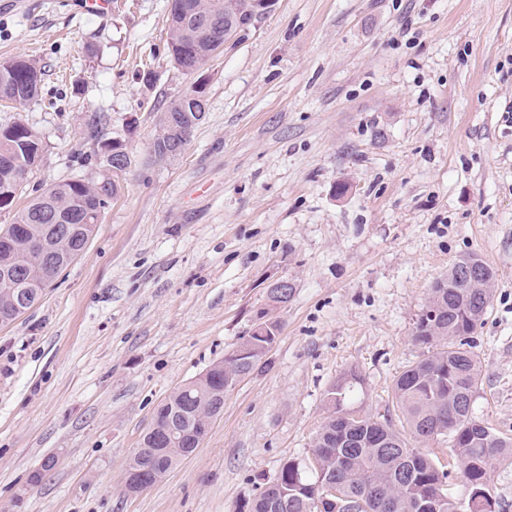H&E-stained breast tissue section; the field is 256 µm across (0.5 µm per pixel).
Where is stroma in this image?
<instances>
[{"instance_id":"35a3bbf8","label":"stroma","mask_w":512,"mask_h":512,"mask_svg":"<svg viewBox=\"0 0 512 512\" xmlns=\"http://www.w3.org/2000/svg\"><path fill=\"white\" fill-rule=\"evenodd\" d=\"M78 2L0 7V60L43 71L37 99L0 103V125L43 142L21 199L100 177L102 140L131 165L82 256L0 326V512H238L284 462L313 471L344 373L360 413L396 419L393 383L427 352L416 319L465 253L496 274L472 413L512 438V0H278L194 74L166 49L169 0H113L103 20ZM197 83L203 119L157 158ZM281 278L296 291L269 352L194 453L128 495L158 405ZM196 93L193 87L184 94V96L172 102L164 112V117L161 125V133L158 135L153 143V152L156 157L164 158L169 155V152L174 148L173 141L178 140L177 144L184 148L188 142L180 139V134L185 126L189 125V118L194 117V110L189 96ZM189 112V113H187Z\"/></svg>"}]
</instances>
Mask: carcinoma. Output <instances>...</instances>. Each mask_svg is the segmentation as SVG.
I'll list each match as a JSON object with an SVG mask.
<instances>
[{
    "label": "carcinoma",
    "instance_id": "1",
    "mask_svg": "<svg viewBox=\"0 0 512 512\" xmlns=\"http://www.w3.org/2000/svg\"><path fill=\"white\" fill-rule=\"evenodd\" d=\"M247 0H174L168 16L167 49L174 64L184 70L197 68L208 58L210 38L202 28L206 18L217 20L232 41L246 31ZM41 68L24 57L0 61V99L24 104L37 97ZM172 102L164 112L161 133L153 143L154 155L164 158L184 146L182 129L189 125L193 106L189 96ZM42 152V140L31 127L14 122L0 127V211L13 206L18 194L17 168L30 163V155ZM69 179L50 185L14 216L23 225L21 234L0 237V262L13 259L25 274L38 276L37 255L28 252L29 241L45 235L50 224L70 225V235L53 243L55 258L65 263L73 247L90 239L94 220L87 213L101 205L100 182ZM494 270L477 254L460 256L448 273L436 279L429 301L418 317L413 339L428 348L427 354L409 365L395 380L394 399L409 435L395 430L392 421L356 415L348 408L361 385L350 371L327 392L332 412L316 435L312 453L319 456L322 471L310 479L300 463H284L275 478L273 494L288 499V512H318L314 501L324 493V482L334 484L344 512H412L419 498L439 496L438 512H463L459 499L448 492L451 472L437 465L429 454L412 446L440 437L450 438L458 474L464 486L476 495L468 512H494L483 497L490 489L496 464L512 458V439L484 428L472 415L474 394L481 370L470 350L469 338L481 326L495 286ZM238 358L226 359L224 367L206 372L207 381H193L195 388L178 390L155 413L159 428L149 429L131 458L129 467L143 471L151 481L162 477L155 455L165 451L173 457L194 447L208 433L209 416L204 409L212 389H218L232 371H239Z\"/></svg>",
    "mask_w": 512,
    "mask_h": 512
}]
</instances>
